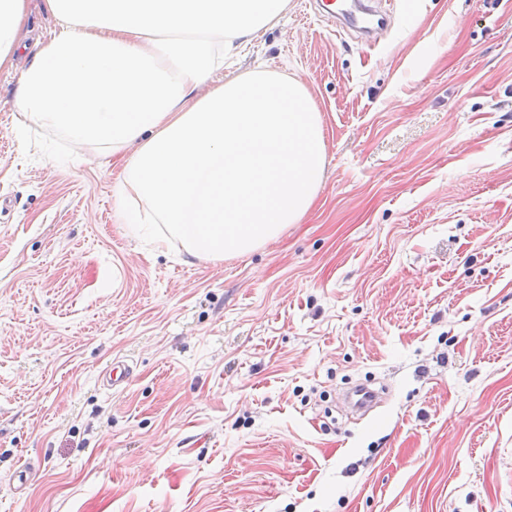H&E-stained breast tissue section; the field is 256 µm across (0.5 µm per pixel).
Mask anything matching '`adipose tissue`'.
Here are the masks:
<instances>
[{
	"label": "adipose tissue",
	"instance_id": "adipose-tissue-1",
	"mask_svg": "<svg viewBox=\"0 0 512 512\" xmlns=\"http://www.w3.org/2000/svg\"><path fill=\"white\" fill-rule=\"evenodd\" d=\"M53 33L24 70L27 123L122 164L114 188L130 231L196 260L277 239L310 211L327 144L299 80L258 64L217 80L276 25L288 0H42ZM28 0H0V68L22 49Z\"/></svg>",
	"mask_w": 512,
	"mask_h": 512
}]
</instances>
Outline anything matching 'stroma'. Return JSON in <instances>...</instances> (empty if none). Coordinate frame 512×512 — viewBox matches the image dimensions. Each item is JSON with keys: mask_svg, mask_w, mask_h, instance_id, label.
<instances>
[{"mask_svg": "<svg viewBox=\"0 0 512 512\" xmlns=\"http://www.w3.org/2000/svg\"><path fill=\"white\" fill-rule=\"evenodd\" d=\"M288 0L232 78L300 80L327 170L240 257L156 251L120 168L0 70V512H512V0ZM132 368L104 386L113 362ZM387 385L368 415L350 387Z\"/></svg>", "mask_w": 512, "mask_h": 512, "instance_id": "stroma-1", "label": "stroma"}]
</instances>
